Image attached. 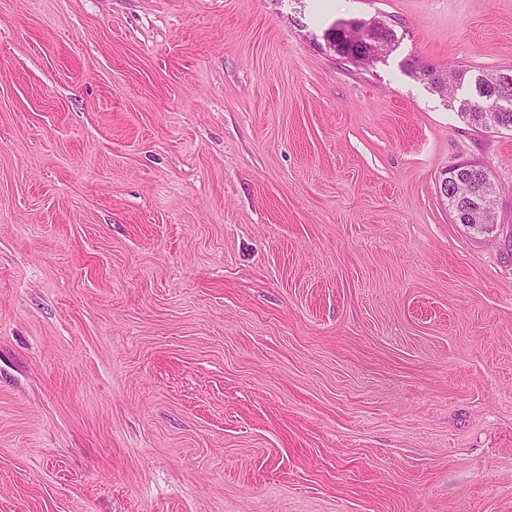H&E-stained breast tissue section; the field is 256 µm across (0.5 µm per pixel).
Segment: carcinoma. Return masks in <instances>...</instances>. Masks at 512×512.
Here are the masks:
<instances>
[{
	"label": "carcinoma",
	"mask_w": 512,
	"mask_h": 512,
	"mask_svg": "<svg viewBox=\"0 0 512 512\" xmlns=\"http://www.w3.org/2000/svg\"><path fill=\"white\" fill-rule=\"evenodd\" d=\"M398 24L395 19H383L379 16L362 21V27H371L377 35V39L383 40L389 47H394L396 34L394 27ZM336 49L338 58L346 61L353 59L355 63H370L373 41L366 40L361 44H353L348 40L346 32L335 26L326 32ZM404 69L413 77L426 82L430 89L443 97L454 94L456 88L462 84L469 86L477 83L482 91L474 95L469 103L458 110L459 116L467 125L479 130L486 128L485 119L487 113L496 109L497 102L505 93L500 84V72L469 74V70L463 66H455L445 71H439L435 67L422 64L414 58H408L403 63ZM453 171L465 176L470 183V196L460 199L454 195L448 196V206L454 219L459 224H490L495 209L493 185L487 170L473 162L459 164L453 167Z\"/></svg>",
	"instance_id": "obj_1"
}]
</instances>
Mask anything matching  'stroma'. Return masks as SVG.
I'll list each match as a JSON object with an SVG mask.
<instances>
[{
	"label": "stroma",
	"instance_id": "35a3bbf8",
	"mask_svg": "<svg viewBox=\"0 0 512 512\" xmlns=\"http://www.w3.org/2000/svg\"><path fill=\"white\" fill-rule=\"evenodd\" d=\"M409 57L512 0H0V512H512V132ZM399 22L395 19L388 18L383 19L379 16L371 17L369 19H363L362 27L365 28L367 26L371 27L377 35V40H383L389 46V51L396 45V32L394 27ZM374 41V42H375ZM335 24L332 25L325 35L333 44V48L336 49V55L338 58L346 61L347 63H350L348 61L349 56L353 59L350 61L354 63H376L375 61L369 60L371 58V50L373 49V40L366 39L362 44L354 45L352 41L348 40L346 32L335 27ZM451 171L460 172L465 176L470 183V196L466 199H460L454 195H448V176L443 181V192L448 196V206L451 213L454 214V219L458 224H480L487 228H491L492 215L495 209L494 189L490 181L489 173L487 170L478 165L477 163L468 162L462 163L453 167ZM486 195L492 196L493 199L489 200ZM482 197L484 202L481 207L482 210L478 216H472V211H476L479 207V198ZM472 216V217H471Z\"/></svg>",
	"mask_w": 512,
	"mask_h": 512
}]
</instances>
